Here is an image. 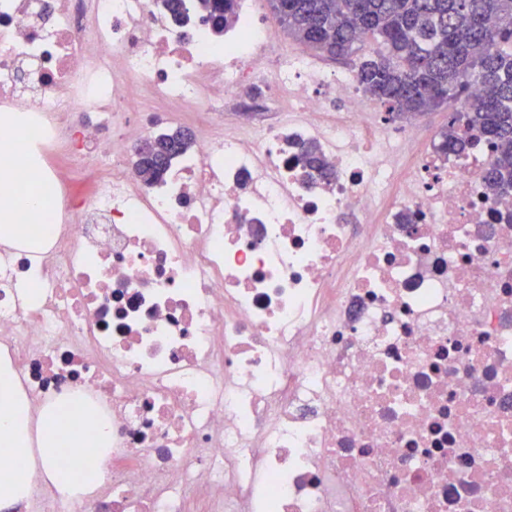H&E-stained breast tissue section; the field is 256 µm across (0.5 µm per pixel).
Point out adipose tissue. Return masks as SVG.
<instances>
[{
    "label": "adipose tissue",
    "mask_w": 512,
    "mask_h": 512,
    "mask_svg": "<svg viewBox=\"0 0 512 512\" xmlns=\"http://www.w3.org/2000/svg\"><path fill=\"white\" fill-rule=\"evenodd\" d=\"M48 204V193H25L11 180L0 179V240H22L27 247L39 248L41 238L15 224L13 215ZM83 411L82 402L73 400L33 421L17 372L8 357L0 358V459H7L14 475L10 481L0 479V512H24L38 478L52 483L67 499L92 491L101 481L106 459L76 420ZM63 457L73 461L74 471L58 467Z\"/></svg>",
    "instance_id": "adipose-tissue-1"
}]
</instances>
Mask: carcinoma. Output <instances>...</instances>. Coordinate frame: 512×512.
<instances>
[{
  "mask_svg": "<svg viewBox=\"0 0 512 512\" xmlns=\"http://www.w3.org/2000/svg\"><path fill=\"white\" fill-rule=\"evenodd\" d=\"M271 12L295 43L318 56L351 59L362 91L389 119L449 109L436 151L446 157L473 146L474 132L491 145L483 178L497 196L512 194V0H269ZM236 0H197L216 33L236 19ZM377 50L362 54L367 41ZM170 159L139 169L160 182L170 161L193 144L180 128ZM307 175L330 174L315 142L302 145Z\"/></svg>",
  "mask_w": 512,
  "mask_h": 512,
  "instance_id": "carcinoma-1",
  "label": "carcinoma"
}]
</instances>
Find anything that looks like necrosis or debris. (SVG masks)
I'll use <instances>...</instances> for the list:
<instances>
[{
	"label": "necrosis or debris",
	"instance_id": "4bbe7bcc",
	"mask_svg": "<svg viewBox=\"0 0 512 512\" xmlns=\"http://www.w3.org/2000/svg\"><path fill=\"white\" fill-rule=\"evenodd\" d=\"M268 93L278 123L130 168L167 113ZM372 110L251 0L220 36L159 0H0V112L26 121L0 139L40 160L0 177L54 193L47 251L0 243V348L32 415L74 398L112 428L79 512H512V197L484 146L443 161ZM308 140L330 181L301 178Z\"/></svg>",
	"mask_w": 512,
	"mask_h": 512
}]
</instances>
